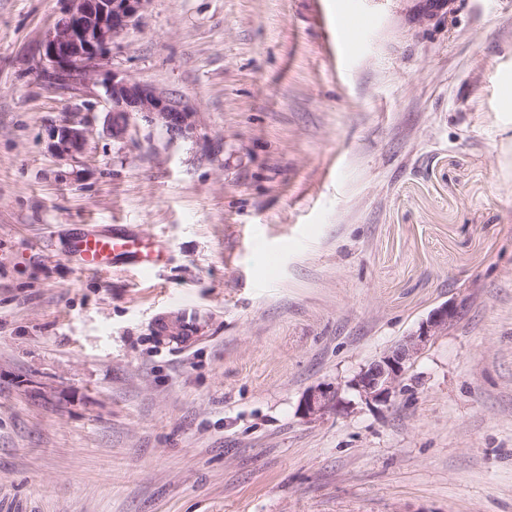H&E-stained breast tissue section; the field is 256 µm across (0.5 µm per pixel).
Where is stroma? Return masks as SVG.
<instances>
[{
	"label": "stroma",
	"instance_id": "obj_1",
	"mask_svg": "<svg viewBox=\"0 0 512 512\" xmlns=\"http://www.w3.org/2000/svg\"><path fill=\"white\" fill-rule=\"evenodd\" d=\"M348 2L148 0L104 74L196 128L117 141L101 76L41 74L61 0H0V512H512V0H361L340 54ZM112 228L159 271L81 270ZM450 301L390 402L349 389ZM49 148L61 161H69L85 154L89 145V133L74 120H64L50 127ZM176 314L178 315L179 333L182 334L177 336L179 342L187 344L194 341L201 331L205 318L204 314L191 305L179 307V311ZM340 404L338 389L318 386L307 392L301 403L302 413L310 418L322 417Z\"/></svg>",
	"mask_w": 512,
	"mask_h": 512
}]
</instances>
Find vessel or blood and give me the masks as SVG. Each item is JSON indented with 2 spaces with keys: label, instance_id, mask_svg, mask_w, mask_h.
<instances>
[{
  "label": "vessel or blood",
  "instance_id": "vessel-or-blood-1",
  "mask_svg": "<svg viewBox=\"0 0 512 512\" xmlns=\"http://www.w3.org/2000/svg\"><path fill=\"white\" fill-rule=\"evenodd\" d=\"M78 266L86 271H105L117 264H130L147 272L158 266L161 252H150L141 247L136 237L125 234L82 235L75 239L72 248ZM204 322L203 313L191 305L178 311V327L182 343L194 341Z\"/></svg>",
  "mask_w": 512,
  "mask_h": 512
}]
</instances>
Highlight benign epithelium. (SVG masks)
Wrapping results in <instances>:
<instances>
[{
  "label": "benign epithelium",
  "instance_id": "obj_1",
  "mask_svg": "<svg viewBox=\"0 0 512 512\" xmlns=\"http://www.w3.org/2000/svg\"><path fill=\"white\" fill-rule=\"evenodd\" d=\"M64 7L41 43L42 75L56 84L72 88L97 75L114 40L135 26L148 0H63ZM110 104L107 130L112 138L125 137L131 123L139 118L159 127L172 138L193 129L194 112L172 95L134 82L119 73L104 81ZM49 148L61 161L85 154L88 130L74 120L50 127ZM457 317V306L448 302L435 309L419 328L403 337L371 361L348 382L367 404L386 403L402 386L415 359L436 337L448 334ZM340 404L338 391L318 386L307 392L302 413L322 417Z\"/></svg>",
  "mask_w": 512,
  "mask_h": 512
}]
</instances>
